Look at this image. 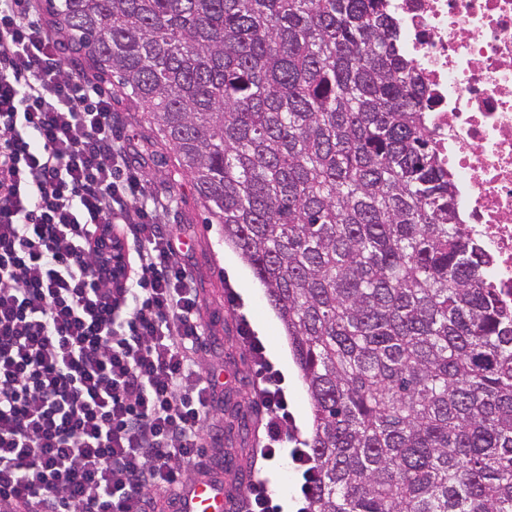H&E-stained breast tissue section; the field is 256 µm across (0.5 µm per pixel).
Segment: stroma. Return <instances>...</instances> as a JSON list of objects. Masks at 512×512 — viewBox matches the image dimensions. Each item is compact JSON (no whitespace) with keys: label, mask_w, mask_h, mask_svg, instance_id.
<instances>
[{"label":"stroma","mask_w":512,"mask_h":512,"mask_svg":"<svg viewBox=\"0 0 512 512\" xmlns=\"http://www.w3.org/2000/svg\"><path fill=\"white\" fill-rule=\"evenodd\" d=\"M112 106L118 114V136L131 144L133 159L149 186L168 202L164 224L190 245L184 261L198 284L199 319L209 328L199 360L216 382L213 408L206 421L210 438L203 459H223L221 477L232 501H241L249 475L256 471L265 480L278 512H296L302 476L291 458L294 442H285L273 459L258 455L265 437V419L259 408L263 382L253 354L241 339L240 323L248 321L272 366L280 372L297 440L304 442L312 431V413L287 331L264 287L236 251L225 244L220 226L208 223L190 181L176 174L172 153L166 151L154 158L141 153L147 131L132 101L116 93Z\"/></svg>","instance_id":"35a3bbf8"}]
</instances>
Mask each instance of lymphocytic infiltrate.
<instances>
[{"mask_svg": "<svg viewBox=\"0 0 512 512\" xmlns=\"http://www.w3.org/2000/svg\"><path fill=\"white\" fill-rule=\"evenodd\" d=\"M36 0H0V512H150L196 472L214 382L166 204L131 167L112 95ZM119 226L114 286L93 243ZM263 456L294 432L271 370Z\"/></svg>", "mask_w": 512, "mask_h": 512, "instance_id": "f902f5d3", "label": "lymphocytic infiltrate"}]
</instances>
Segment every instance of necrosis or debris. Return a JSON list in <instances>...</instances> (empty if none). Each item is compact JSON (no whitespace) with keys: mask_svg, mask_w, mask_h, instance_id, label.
<instances>
[{"mask_svg":"<svg viewBox=\"0 0 512 512\" xmlns=\"http://www.w3.org/2000/svg\"><path fill=\"white\" fill-rule=\"evenodd\" d=\"M429 99L433 147L462 229L512 309V0H385Z\"/></svg>","mask_w":512,"mask_h":512,"instance_id":"obj_1","label":"necrosis or debris"}]
</instances>
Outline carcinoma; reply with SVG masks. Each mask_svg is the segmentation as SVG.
<instances>
[{
  "mask_svg": "<svg viewBox=\"0 0 512 512\" xmlns=\"http://www.w3.org/2000/svg\"><path fill=\"white\" fill-rule=\"evenodd\" d=\"M266 289L308 512H512V310L480 275L384 0H46Z\"/></svg>",
  "mask_w": 512,
  "mask_h": 512,
  "instance_id": "carcinoma-1",
  "label": "carcinoma"
}]
</instances>
